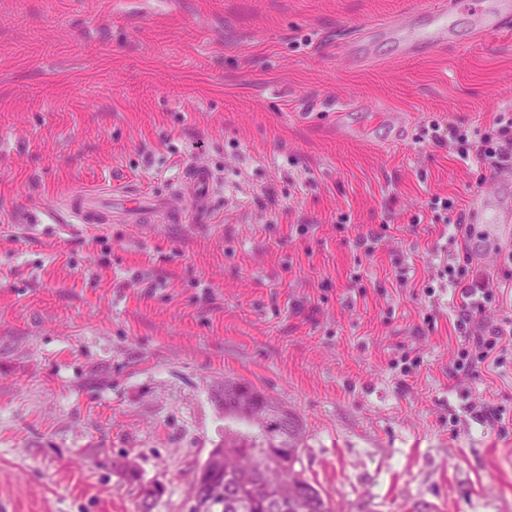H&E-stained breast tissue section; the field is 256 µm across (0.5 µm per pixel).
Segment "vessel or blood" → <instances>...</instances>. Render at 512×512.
<instances>
[{
  "label": "vessel or blood",
  "mask_w": 512,
  "mask_h": 512,
  "mask_svg": "<svg viewBox=\"0 0 512 512\" xmlns=\"http://www.w3.org/2000/svg\"><path fill=\"white\" fill-rule=\"evenodd\" d=\"M452 30L451 10L442 7L435 10L429 26L422 30L408 27L398 16L367 26L370 34L393 32L407 44L408 50L423 49L443 39ZM218 185L213 173L206 167L190 164L183 168L177 187L173 191L142 204L122 198L108 190L81 191L70 195L67 206L83 224H139L150 215L159 213L172 222L191 217L200 224L209 220L213 213Z\"/></svg>",
  "instance_id": "vessel-or-blood-1"
}]
</instances>
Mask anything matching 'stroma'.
Here are the masks:
<instances>
[{"instance_id": "35a3bbf8", "label": "stroma", "mask_w": 512, "mask_h": 512, "mask_svg": "<svg viewBox=\"0 0 512 512\" xmlns=\"http://www.w3.org/2000/svg\"><path fill=\"white\" fill-rule=\"evenodd\" d=\"M441 2L0 0V512H138L120 460L161 487L153 512H192L228 379L299 419L342 512H512V427L473 415L512 418V356L449 376L458 293L423 292L470 253L498 286L484 321L512 325V222L462 230L481 193L512 214V176L428 135L512 113V19L476 34L461 0L427 51L349 55L360 27ZM192 161L223 181L209 228L66 209L163 194Z\"/></svg>"}]
</instances>
